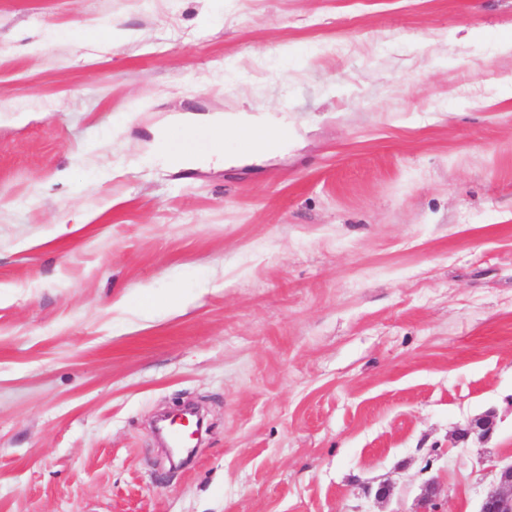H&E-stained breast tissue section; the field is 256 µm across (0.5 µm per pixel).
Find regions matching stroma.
Here are the masks:
<instances>
[{"mask_svg": "<svg viewBox=\"0 0 512 512\" xmlns=\"http://www.w3.org/2000/svg\"><path fill=\"white\" fill-rule=\"evenodd\" d=\"M508 83L512 0H0V512H479ZM233 108L287 144L174 119ZM159 146L202 162L133 165Z\"/></svg>", "mask_w": 512, "mask_h": 512, "instance_id": "obj_1", "label": "stroma"}]
</instances>
